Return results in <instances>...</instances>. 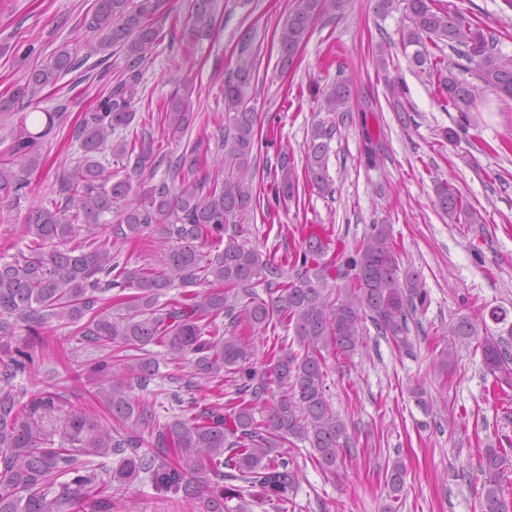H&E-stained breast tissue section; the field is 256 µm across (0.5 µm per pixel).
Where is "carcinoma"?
Listing matches in <instances>:
<instances>
[{
    "mask_svg": "<svg viewBox=\"0 0 512 512\" xmlns=\"http://www.w3.org/2000/svg\"><path fill=\"white\" fill-rule=\"evenodd\" d=\"M349 0H295L279 33L280 67L294 64L300 45L322 15L344 10ZM131 0H95L86 28L97 40L79 50L63 46L49 60L34 67L25 83L7 98L0 112H20L13 131L11 158L0 161V199L17 197L28 186L27 176L40 165L36 146L58 137L66 127L61 110H44L45 121L31 131L26 109L44 88L61 75L77 71L95 54L114 45L126 47L127 76L112 82L108 71L96 78L98 91L93 111L70 129L77 144L73 165L62 174L54 198L24 216L29 235L27 252L0 263V346L17 336L39 337L53 319L77 325L84 343L102 349L121 341L138 351L112 363L100 360L96 396L112 413L117 426L107 428L86 415L64 422L68 448L54 447L58 431L56 394L22 401L12 385L17 373L35 363L34 348L26 346L0 357V512H113L116 503L100 498L98 484L118 488L147 474L155 485L182 494L191 512H224L225 503L258 496L268 502H288L300 467L281 450L290 439L306 442L311 458L325 475L336 477L357 452L349 424L330 405L326 385L327 355L340 360L367 348V325L398 350L412 349L409 322L426 301L416 272L399 273L390 231L373 224L355 249L335 250L325 256L319 240L329 235L322 224L302 226L301 241L285 262L263 254L240 240L237 226L253 209L248 175L256 173L258 113L248 105L246 88L254 74L255 59L242 58L224 75V124L212 165L213 178L195 177L200 145L191 153L167 160L164 177L144 188L130 178L113 180L105 151L133 161L132 173L155 176L162 163L155 153L152 132L143 128L134 139L112 140L128 127L137 105L141 67L159 38L147 19L148 7H130ZM402 6L407 24L400 30L403 49H412L414 65L437 76L448 106L459 113L464 128L476 107L477 87L456 74L472 71L483 85L512 99V57L495 47L494 39L460 14L434 6V0H376V11L388 14ZM215 20L214 0H189V33H208ZM444 42L467 65L431 58L428 43ZM387 49L380 48L377 66L401 122L408 110L401 102L405 87L390 74ZM320 107L346 115L350 109V81L340 79L323 94ZM188 89L175 91L165 102L163 124L172 134L184 133L192 120ZM378 102L364 101L357 108L363 138V162L373 166L384 153L380 129H372ZM334 125L320 122L311 131L301 172L306 183L323 194L332 193L327 172L329 141ZM294 156H277L272 195L276 203L298 196L300 178ZM437 204L452 223L480 224L481 214L447 182L436 186ZM116 214L112 237L102 238L105 216ZM144 236L161 250L160 268L131 267L112 246L129 236ZM201 282L218 288L195 290ZM180 286L179 298L160 302L169 289ZM262 287L265 296L256 292ZM117 288L111 297L105 293ZM133 288L130 297L122 291ZM497 324L508 325L507 336L478 338V326L469 315L448 326L451 342L438 355L443 369L452 364L457 346L477 342L483 361L496 382L512 387V324L508 312L489 313ZM287 320L299 351L271 350L269 363L257 368L252 337L274 320ZM168 348L172 361L191 371L177 377L179 389L169 395L175 414L161 418L153 403L131 395L133 385L144 388L156 376L158 365L146 346ZM231 376L234 390L227 404H201L208 384ZM264 413L263 422L255 411ZM171 450L176 464L143 450V445ZM99 456L119 457V465L98 473L83 458V449ZM508 466L505 450L486 448L479 460L483 476L481 512H512L504 498L502 479ZM71 482L55 490L63 475ZM231 484L226 485L224 481ZM242 485H236V482ZM389 501L405 492V469L395 460L386 467Z\"/></svg>",
    "mask_w": 512,
    "mask_h": 512,
    "instance_id": "cac0c4a2",
    "label": "carcinoma"
}]
</instances>
